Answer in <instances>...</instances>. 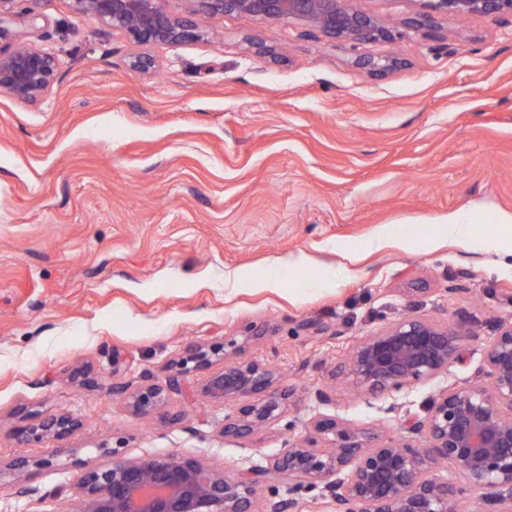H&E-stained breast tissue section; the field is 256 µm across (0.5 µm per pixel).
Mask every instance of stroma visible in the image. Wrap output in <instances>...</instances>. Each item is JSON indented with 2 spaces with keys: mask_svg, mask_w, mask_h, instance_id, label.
Returning a JSON list of instances; mask_svg holds the SVG:
<instances>
[{
  "mask_svg": "<svg viewBox=\"0 0 512 512\" xmlns=\"http://www.w3.org/2000/svg\"><path fill=\"white\" fill-rule=\"evenodd\" d=\"M353 5L398 38L234 14L199 17V40L142 46L73 0H12L0 46L48 49L59 72L37 107L0 91V460L30 462L0 475V512H65L54 490L108 452L263 466L320 412L396 440L406 412L482 366L493 323L512 321V257L449 241L438 219L468 209L479 237L512 247L495 222L512 213V16L416 28L413 0ZM140 53L152 70L129 67ZM389 57L381 76L359 65ZM403 225L414 249L394 235L362 248ZM278 264L281 287L233 285ZM407 313L472 327L463 362L379 396L335 376L359 336ZM226 339L290 391L249 438L220 434L232 403L175 395L164 422L112 393ZM83 365L97 387L74 379ZM24 411L84 426L21 445Z\"/></svg>",
  "mask_w": 512,
  "mask_h": 512,
  "instance_id": "stroma-1",
  "label": "stroma"
}]
</instances>
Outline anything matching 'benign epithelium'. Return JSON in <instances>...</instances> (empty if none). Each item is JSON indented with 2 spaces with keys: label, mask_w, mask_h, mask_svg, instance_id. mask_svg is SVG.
Masks as SVG:
<instances>
[{
  "label": "benign epithelium",
  "mask_w": 512,
  "mask_h": 512,
  "mask_svg": "<svg viewBox=\"0 0 512 512\" xmlns=\"http://www.w3.org/2000/svg\"><path fill=\"white\" fill-rule=\"evenodd\" d=\"M165 0H74L76 10L136 42L182 43L200 37L195 22L171 17ZM209 16L248 14L260 22L300 20L344 41L389 38L391 31L351 0H193ZM427 12L409 23L431 26L435 14L468 17L512 14V0H425ZM55 56L19 43L0 48V90L31 103L44 100L57 80ZM470 329L408 315L386 324L351 347L341 372L358 392L379 395L448 373L463 361ZM193 370L206 374L185 383ZM235 402L224 417L225 437L247 438L278 420L289 392L267 364L242 356L231 341L190 345L164 383L123 387L117 394L134 414L162 410L171 395ZM82 427L70 413L31 420L14 431L19 442L62 440ZM306 435L264 467L229 473L177 454L106 456L84 466L59 497L78 499L82 512H253L257 491L274 476L318 485L336 512H457L458 490L436 471L454 463L486 512H512V323L500 322L476 378L438 392L421 413H407L404 442H381L374 433L329 414L305 424Z\"/></svg>",
  "instance_id": "7a95c632"
}]
</instances>
